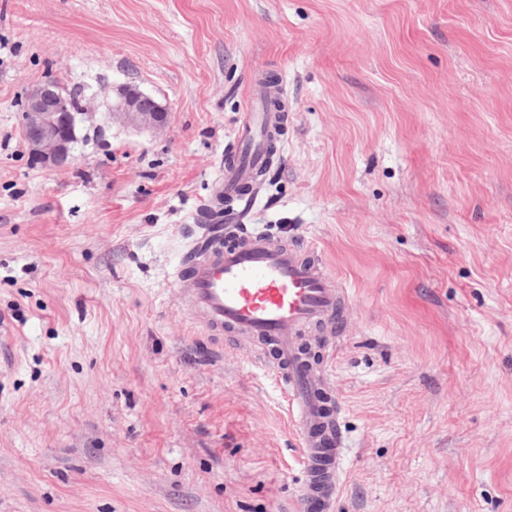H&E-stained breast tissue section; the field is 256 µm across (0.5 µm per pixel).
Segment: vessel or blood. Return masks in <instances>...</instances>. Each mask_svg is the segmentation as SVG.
<instances>
[{
	"label": "vessel or blood",
	"instance_id": "vessel-or-blood-1",
	"mask_svg": "<svg viewBox=\"0 0 512 512\" xmlns=\"http://www.w3.org/2000/svg\"><path fill=\"white\" fill-rule=\"evenodd\" d=\"M283 119L280 112L245 113L213 178L209 206L220 205L228 194L251 203L244 187L265 165L267 136ZM172 278L192 322L205 334L248 338L273 349L265 367L286 395L308 476L297 498L298 512H311L316 504L330 508L336 483H318L312 474L326 448L332 451L334 471H341L344 441L338 419L323 411L321 377L304 359L298 341L307 331L342 319L345 288L326 271L313 246L263 231L242 232L228 244L215 242L192 259L181 260Z\"/></svg>",
	"mask_w": 512,
	"mask_h": 512
}]
</instances>
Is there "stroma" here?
Instances as JSON below:
<instances>
[{
    "instance_id": "35a3bbf8",
    "label": "stroma",
    "mask_w": 512,
    "mask_h": 512,
    "mask_svg": "<svg viewBox=\"0 0 512 512\" xmlns=\"http://www.w3.org/2000/svg\"><path fill=\"white\" fill-rule=\"evenodd\" d=\"M288 108L245 221L348 293L316 364L334 512H512V0H0V512H296L288 403L171 271L257 79ZM95 111L27 151L26 94ZM168 128L107 119L116 88ZM70 99L54 84L46 83L32 89L22 109V128L32 159L48 169H57L73 158L77 131L94 112L83 105L81 93L70 90ZM83 105V106H82Z\"/></svg>"
}]
</instances>
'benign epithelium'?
Returning <instances> with one entry per match:
<instances>
[{
	"label": "benign epithelium",
	"instance_id": "benign-epithelium-1",
	"mask_svg": "<svg viewBox=\"0 0 512 512\" xmlns=\"http://www.w3.org/2000/svg\"><path fill=\"white\" fill-rule=\"evenodd\" d=\"M107 112L111 119L138 130L160 132L168 123V108L129 84L118 88L117 100ZM91 116L88 105L75 109L68 96L53 84L32 89L21 113L32 159L48 169L68 164L78 140L77 131Z\"/></svg>",
	"mask_w": 512,
	"mask_h": 512
}]
</instances>
